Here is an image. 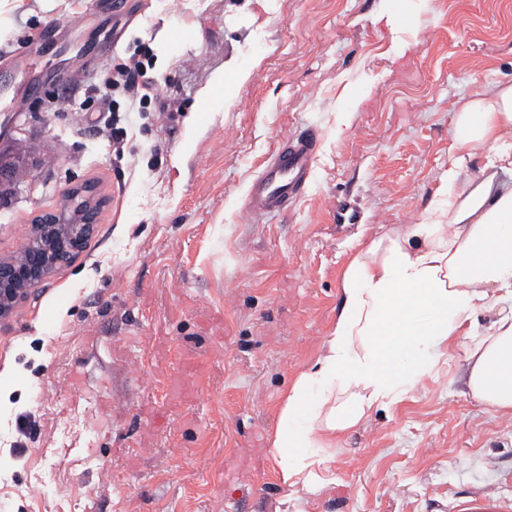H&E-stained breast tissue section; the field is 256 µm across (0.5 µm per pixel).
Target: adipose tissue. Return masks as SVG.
<instances>
[{
	"label": "adipose tissue",
	"instance_id": "adipose-tissue-1",
	"mask_svg": "<svg viewBox=\"0 0 512 512\" xmlns=\"http://www.w3.org/2000/svg\"><path fill=\"white\" fill-rule=\"evenodd\" d=\"M453 140L460 154L425 221L384 230L344 273L334 326L279 409L270 452L283 485L331 481L338 439L415 390L462 336L471 396L512 412V84L465 100Z\"/></svg>",
	"mask_w": 512,
	"mask_h": 512
}]
</instances>
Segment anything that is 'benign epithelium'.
Returning a JSON list of instances; mask_svg holds the SVG:
<instances>
[{
    "mask_svg": "<svg viewBox=\"0 0 512 512\" xmlns=\"http://www.w3.org/2000/svg\"><path fill=\"white\" fill-rule=\"evenodd\" d=\"M72 212L46 214L32 230L19 253L0 257V320L7 319L33 288L45 282L83 248L94 232L98 204L91 188L67 192Z\"/></svg>",
    "mask_w": 512,
    "mask_h": 512,
    "instance_id": "obj_1",
    "label": "benign epithelium"
}]
</instances>
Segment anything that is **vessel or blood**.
<instances>
[{"mask_svg":"<svg viewBox=\"0 0 512 512\" xmlns=\"http://www.w3.org/2000/svg\"><path fill=\"white\" fill-rule=\"evenodd\" d=\"M318 143L319 132L312 127L284 136L260 175L249 184L247 212L258 216L283 212L299 199L309 182Z\"/></svg>","mask_w":512,"mask_h":512,"instance_id":"obj_1","label":"vessel or blood"}]
</instances>
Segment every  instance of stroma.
<instances>
[{
  "mask_svg": "<svg viewBox=\"0 0 512 512\" xmlns=\"http://www.w3.org/2000/svg\"><path fill=\"white\" fill-rule=\"evenodd\" d=\"M133 54L158 83L136 112L104 80ZM0 78L22 178L0 191V256L70 188L102 202L0 324V512H512V415L471 396L459 347L342 439L318 492L269 451L348 264L424 221L462 99L512 82V0H0ZM310 127L304 195L250 215L251 179ZM341 200L360 223H337Z\"/></svg>",
  "mask_w": 512,
  "mask_h": 512,
  "instance_id": "1",
  "label": "stroma"
}]
</instances>
